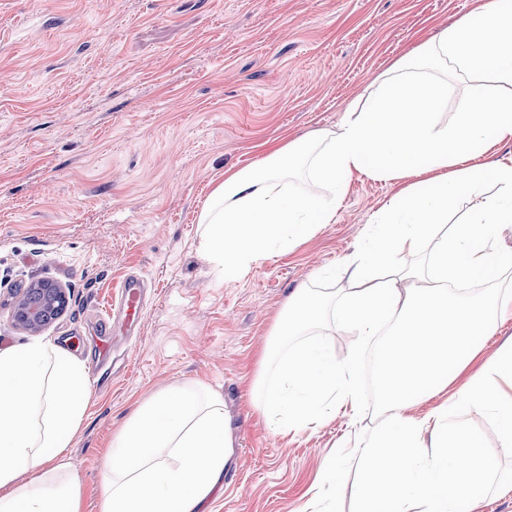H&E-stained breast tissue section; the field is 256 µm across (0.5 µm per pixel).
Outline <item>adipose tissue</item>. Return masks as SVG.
<instances>
[{"instance_id":"ef3b65f1","label":"adipose tissue","mask_w":512,"mask_h":512,"mask_svg":"<svg viewBox=\"0 0 512 512\" xmlns=\"http://www.w3.org/2000/svg\"><path fill=\"white\" fill-rule=\"evenodd\" d=\"M448 72L461 89L442 127ZM366 97L336 129L226 171L200 212V246L237 276L330 223L352 175L393 182L345 266L340 299L303 284L289 293L254 380L258 409L280 435L358 414L364 341L387 330L376 378L384 423L348 450L362 463L359 512H475L494 462L440 398L487 412L502 455L512 456V340L482 356L484 339L512 319V290L499 285L512 272V251L500 245L512 231V156L482 150L512 142V0H481L390 63ZM464 201L463 221L449 224ZM422 252L428 271L412 288L416 271L392 263ZM329 322L357 338L345 360L320 338ZM88 398L84 366L67 350L41 341L0 349V512H84L68 450ZM232 445L218 393L201 384L156 393L109 448L96 512H201ZM26 470L37 473L29 490L17 484Z\"/></svg>"}]
</instances>
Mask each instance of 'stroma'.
I'll return each instance as SVG.
<instances>
[{"mask_svg":"<svg viewBox=\"0 0 512 512\" xmlns=\"http://www.w3.org/2000/svg\"><path fill=\"white\" fill-rule=\"evenodd\" d=\"M475 0H0V349L42 339L93 368L124 278L150 295L116 372L91 387L70 448L86 512L102 459L139 403L171 385L224 397L233 448L204 512H304L338 493L357 512L359 464L333 483L323 463L376 429L365 408L288 435L254 408L258 359L298 284L339 288L392 182L352 179L334 223L240 277L216 271L198 218L228 168L261 160L288 137L333 129L394 60ZM64 288L63 313L18 327L32 283Z\"/></svg>","mask_w":512,"mask_h":512,"instance_id":"stroma-1","label":"stroma"}]
</instances>
